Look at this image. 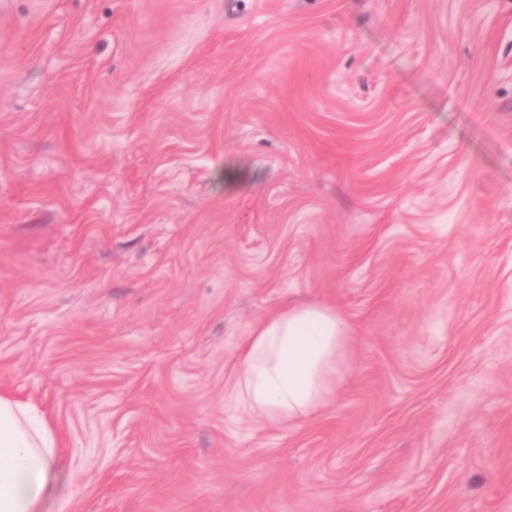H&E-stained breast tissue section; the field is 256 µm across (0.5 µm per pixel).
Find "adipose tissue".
<instances>
[{"mask_svg":"<svg viewBox=\"0 0 512 512\" xmlns=\"http://www.w3.org/2000/svg\"><path fill=\"white\" fill-rule=\"evenodd\" d=\"M355 348L334 306H285L242 345L236 401L268 423H302L335 401ZM74 454L37 402L0 393V512H35Z\"/></svg>","mask_w":512,"mask_h":512,"instance_id":"ef3b65f1","label":"adipose tissue"}]
</instances>
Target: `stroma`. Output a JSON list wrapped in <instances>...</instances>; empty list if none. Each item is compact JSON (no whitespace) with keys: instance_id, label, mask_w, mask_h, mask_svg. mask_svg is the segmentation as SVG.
I'll return each mask as SVG.
<instances>
[{"instance_id":"1","label":"stroma","mask_w":512,"mask_h":512,"mask_svg":"<svg viewBox=\"0 0 512 512\" xmlns=\"http://www.w3.org/2000/svg\"><path fill=\"white\" fill-rule=\"evenodd\" d=\"M315 299L336 400L261 421ZM0 387L36 512H512V0H0ZM355 348L353 328L336 307L287 305L242 345L236 401L268 423H302L335 401ZM72 448L37 402L0 392V512H35Z\"/></svg>"}]
</instances>
